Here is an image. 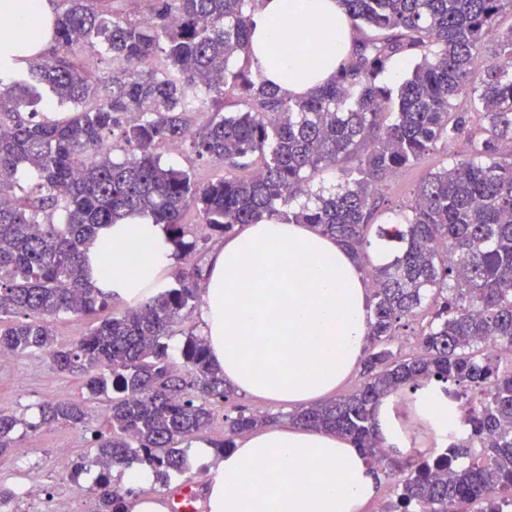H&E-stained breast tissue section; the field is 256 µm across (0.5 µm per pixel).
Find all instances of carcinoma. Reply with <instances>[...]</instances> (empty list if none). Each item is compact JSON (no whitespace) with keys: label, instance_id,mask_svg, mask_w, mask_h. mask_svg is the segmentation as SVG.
I'll return each mask as SVG.
<instances>
[{"label":"carcinoma","instance_id":"cac0c4a2","mask_svg":"<svg viewBox=\"0 0 512 512\" xmlns=\"http://www.w3.org/2000/svg\"><path fill=\"white\" fill-rule=\"evenodd\" d=\"M50 48L14 56L23 78L0 81V351L39 355L82 379L89 398L107 403V433L73 462L93 475L95 512H128L100 466L146 470L169 487L188 471L180 445L206 430L213 404L229 399L224 373L203 337L189 328L180 348L173 327L196 307L201 269L124 310L101 292L84 263L98 228L140 215L162 224L176 251L198 254L184 214L193 209L206 241L244 224H311L346 246L371 277L366 379L353 394L289 416L299 426L348 438L368 458L380 448L381 399L435 380L458 387L467 437L441 453L416 455L397 497L400 512H512V365L486 352L488 340L512 351V28L498 20L512 0H341L354 31L334 81L285 98L249 59L258 0H149L147 14L123 17L105 0H65ZM371 28L375 35L367 36ZM101 47L112 72L92 76L76 49ZM480 84L472 83L482 53ZM413 61L391 89L379 76L396 56ZM240 109L224 112V91ZM78 106L67 120H44L41 103ZM211 117L190 129L185 115ZM476 117L479 133L472 132ZM468 141V153L432 172L413 192L409 215L379 224L383 263L369 262L375 185L424 155ZM180 142L198 160L224 166L208 183L162 161L158 147ZM126 153L122 160L114 151ZM360 155L363 177L334 192L314 175ZM439 298L421 334L422 353L396 356L389 344L401 320ZM107 313L88 333L58 345L48 319ZM87 398V399H89ZM87 399L38 405V422L0 412V452L18 430L63 423L85 427ZM274 418L239 410L217 451ZM491 438L487 457L468 449Z\"/></svg>","mask_w":512,"mask_h":512}]
</instances>
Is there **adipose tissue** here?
<instances>
[{
    "instance_id": "1",
    "label": "adipose tissue",
    "mask_w": 512,
    "mask_h": 512,
    "mask_svg": "<svg viewBox=\"0 0 512 512\" xmlns=\"http://www.w3.org/2000/svg\"><path fill=\"white\" fill-rule=\"evenodd\" d=\"M32 11L49 25L48 0H0V15L13 20L0 27V54ZM315 33L327 42L312 41ZM352 37L339 0H260L249 58L281 95L297 98L335 79ZM84 259L97 288L128 302L163 287L175 263L163 226L140 216L101 227ZM198 288L210 359L238 392L313 402L336 389L367 345L370 284L345 247L310 225H246L214 251ZM408 401L439 442L462 437L457 406L431 384ZM397 402L384 398L375 422L383 445L400 456L410 448ZM214 462L209 512H361L376 493L378 474L350 440L300 426L252 433ZM254 465L277 485L252 480Z\"/></svg>"
}]
</instances>
